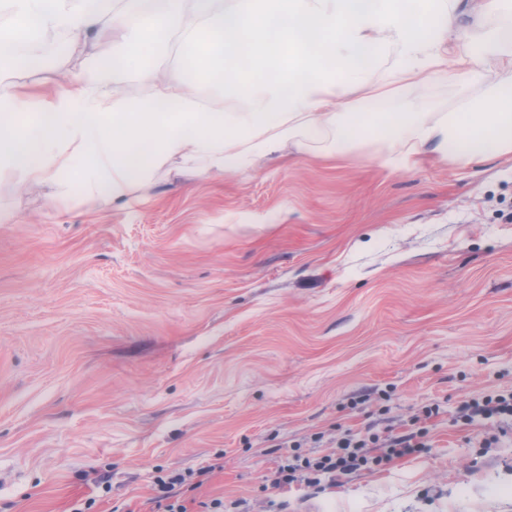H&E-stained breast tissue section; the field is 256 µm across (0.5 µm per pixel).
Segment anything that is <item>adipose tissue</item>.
<instances>
[{
  "label": "adipose tissue",
  "mask_w": 512,
  "mask_h": 512,
  "mask_svg": "<svg viewBox=\"0 0 512 512\" xmlns=\"http://www.w3.org/2000/svg\"><path fill=\"white\" fill-rule=\"evenodd\" d=\"M461 0H0V169L49 189L127 203L170 163L247 173L284 144L345 155L368 134L385 165L424 153L466 165L512 155V0L448 33ZM65 50L22 82L48 33ZM179 36L191 74L158 76L149 51ZM112 67H103V60ZM136 69L138 90L121 80ZM451 83L447 111L407 101ZM369 112L342 116L351 92Z\"/></svg>",
  "instance_id": "adipose-tissue-1"
}]
</instances>
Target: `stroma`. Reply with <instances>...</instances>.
Wrapping results in <instances>:
<instances>
[{
    "label": "stroma",
    "mask_w": 512,
    "mask_h": 512,
    "mask_svg": "<svg viewBox=\"0 0 512 512\" xmlns=\"http://www.w3.org/2000/svg\"><path fill=\"white\" fill-rule=\"evenodd\" d=\"M378 149L65 211L0 171V512H156L204 466L188 512H272L281 454L421 428L288 512H512V430L457 414L512 392V159ZM191 473L183 474L172 472L163 476H157L154 481L156 495L154 500L163 512H188L184 505L182 487L187 482Z\"/></svg>",
    "instance_id": "1"
}]
</instances>
